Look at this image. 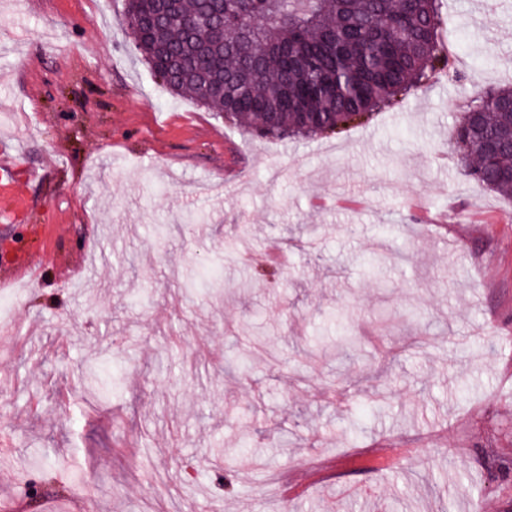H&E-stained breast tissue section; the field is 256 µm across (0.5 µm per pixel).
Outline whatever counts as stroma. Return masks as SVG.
Returning <instances> with one entry per match:
<instances>
[{
	"label": "stroma",
	"instance_id": "obj_1",
	"mask_svg": "<svg viewBox=\"0 0 512 512\" xmlns=\"http://www.w3.org/2000/svg\"><path fill=\"white\" fill-rule=\"evenodd\" d=\"M469 2L462 80L275 140L171 94L126 0H0V512H512V201L453 158L512 7Z\"/></svg>",
	"mask_w": 512,
	"mask_h": 512
}]
</instances>
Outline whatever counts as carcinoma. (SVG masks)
Masks as SVG:
<instances>
[{
  "label": "carcinoma",
  "mask_w": 512,
  "mask_h": 512,
  "mask_svg": "<svg viewBox=\"0 0 512 512\" xmlns=\"http://www.w3.org/2000/svg\"><path fill=\"white\" fill-rule=\"evenodd\" d=\"M439 0H127L134 47L170 93L258 137L329 134L441 74ZM512 86L478 93L453 146L463 175L512 198Z\"/></svg>",
  "instance_id": "obj_1"
}]
</instances>
